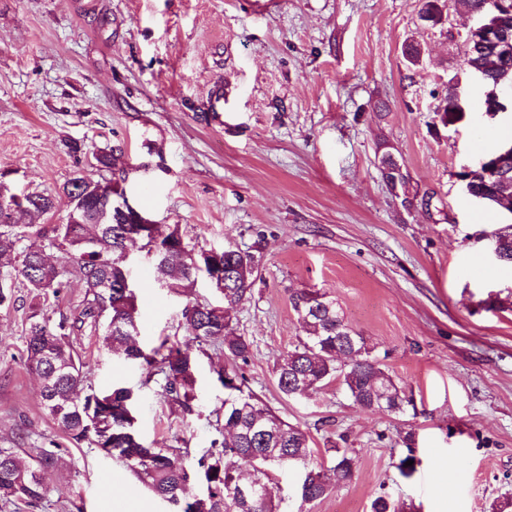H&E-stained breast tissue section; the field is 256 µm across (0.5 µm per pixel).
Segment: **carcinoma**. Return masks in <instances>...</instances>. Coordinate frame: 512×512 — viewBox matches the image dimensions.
Listing matches in <instances>:
<instances>
[{"label": "carcinoma", "instance_id": "cac0c4a2", "mask_svg": "<svg viewBox=\"0 0 512 512\" xmlns=\"http://www.w3.org/2000/svg\"><path fill=\"white\" fill-rule=\"evenodd\" d=\"M421 4L423 21L433 26L445 23L437 0H421ZM463 57L464 68L448 76L450 92L439 110L444 125L466 119L467 113L459 107L452 89L466 86L472 69L482 70L493 86L512 87V54L473 55L465 51ZM393 165V155L382 154L383 178H396L398 186H405L403 173L395 176L389 172ZM4 177L0 173V306L12 302L8 279L14 274L23 278L35 299L57 293L62 285L60 269L41 267L40 248L31 246L18 252L17 242L25 231L10 223L15 212L28 215L37 235L58 242L77 259L86 288L83 307L71 324L64 319L52 324L35 308L25 337L28 364L41 375L43 408L71 440L101 451L114 449L112 457L139 485L166 503L167 512H279L269 484L282 470L302 472L297 496L303 504L323 498L330 489L352 478L356 467L352 449L333 445L326 452L334 456V465L310 466L308 434L262 404L247 390L245 376L234 366L217 372L225 394L220 437L211 441L192 466L185 463L189 455L186 449L143 443L135 426L132 389L114 385L108 390L91 388L78 396L86 363L66 336L87 325L100 332L104 347L146 371L143 385L159 384L168 402L182 413L192 414L199 400L197 358L204 345L220 343L224 357L233 361H244L250 353L251 342L236 331L230 311L251 296L254 257L230 248L198 252L185 243L176 226L160 234L154 224L146 227L133 223L129 213L114 210L106 215L97 191L109 189L122 198L124 188L117 181H96L82 173L62 187L71 203L70 222L45 229L38 221L55 209L56 197L37 190L14 193L2 181ZM495 238L502 262L512 265V225L496 232ZM139 240L148 246L159 242L160 248L154 253V279L178 296L190 294L200 277L212 284L214 274L223 275L221 304L188 303L182 310L192 342L169 346L163 342L150 350L136 343L138 306L127 275L126 250ZM290 302L302 336L276 367L277 385L284 395L303 396L340 378L349 398L362 409L386 414L403 410L400 389L371 355L364 337L344 322L326 293L301 289L290 295ZM341 350L348 351L351 361H340L337 352ZM60 462L56 448L43 449L36 467L14 449L0 448V509L19 502L40 506L46 495L47 473ZM243 463L251 468L247 476L241 470Z\"/></svg>", "mask_w": 512, "mask_h": 512}]
</instances>
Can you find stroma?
Returning <instances> with one entry per match:
<instances>
[{"instance_id":"1","label":"stroma","mask_w":512,"mask_h":512,"mask_svg":"<svg viewBox=\"0 0 512 512\" xmlns=\"http://www.w3.org/2000/svg\"><path fill=\"white\" fill-rule=\"evenodd\" d=\"M418 0H0V173L56 197L45 223L65 222L63 184L82 172L112 180L94 154L114 150L131 206L195 249L232 247L257 260L251 297L231 312L251 351L238 369L252 390L310 437L356 455L351 481L306 512H370L389 494L403 512H492L512 499V266L488 253L505 216L470 199L455 174L512 138L487 123L482 91L466 122L436 109L463 64L472 21L448 0L446 26L419 18ZM423 48L408 68L405 43ZM392 151L407 178L393 192L379 160ZM63 272L41 299L51 322L77 314L85 288L73 255L36 232ZM137 341H186L183 298L131 247ZM0 308V448L27 461L59 447L41 507L7 512H165L131 474L70 442L42 406L24 343L31 299ZM326 292L400 387L402 413L353 404L341 381L291 398L275 363L301 333L290 295ZM72 342L87 383L136 393L145 444L197 458L216 438L222 350L199 357V402L185 416L90 329ZM413 456V467L403 460Z\"/></svg>"}]
</instances>
